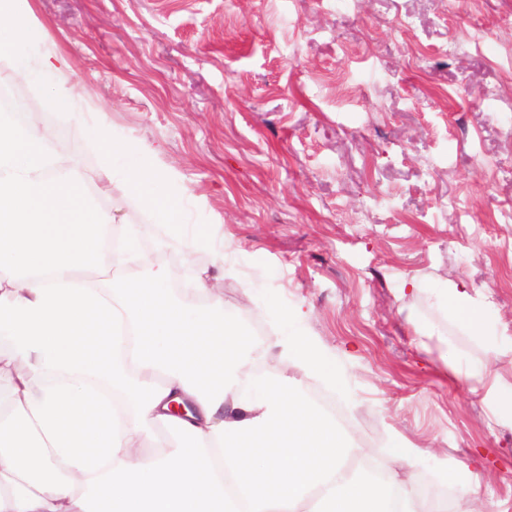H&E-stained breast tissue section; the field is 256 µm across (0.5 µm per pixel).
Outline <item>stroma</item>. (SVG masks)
Returning <instances> with one entry per match:
<instances>
[{
  "label": "stroma",
  "mask_w": 512,
  "mask_h": 512,
  "mask_svg": "<svg viewBox=\"0 0 512 512\" xmlns=\"http://www.w3.org/2000/svg\"><path fill=\"white\" fill-rule=\"evenodd\" d=\"M42 30L32 59L65 56L78 114L47 111L43 85L0 48V80L21 82L41 122L78 143L73 168L95 173L86 133L107 113L116 168L145 163L182 196L173 231L134 200L100 198L136 226L169 271L208 276L230 312L257 323L253 361L282 366L273 308H301L297 333L322 343L348 382L342 422L374 453L426 449L416 493L448 512L512 508V425L471 392L463 370L485 351L437 311L430 288L491 294L512 338V0H30ZM214 227L223 255L187 250ZM416 280L419 294L405 289ZM483 479L473 501L444 467Z\"/></svg>",
  "instance_id": "stroma-1"
}]
</instances>
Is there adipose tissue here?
I'll return each mask as SVG.
<instances>
[{
	"instance_id": "ef3b65f1",
	"label": "adipose tissue",
	"mask_w": 512,
	"mask_h": 512,
	"mask_svg": "<svg viewBox=\"0 0 512 512\" xmlns=\"http://www.w3.org/2000/svg\"><path fill=\"white\" fill-rule=\"evenodd\" d=\"M38 32L19 0H0V46ZM16 62L47 83L49 108H76L60 53ZM53 139L38 122L0 119V349L11 359L0 367V512H447L408 481L358 469L369 448L286 372L253 375V341L208 279L189 283L210 297L192 305L134 231L113 240L94 198L132 196L174 222L181 200L160 173L131 167L105 187L49 154ZM436 301L483 342L467 378L512 424L501 367L512 343L496 333L491 296L452 284ZM282 361L345 385L312 338L288 332ZM158 429L172 450L146 454Z\"/></svg>"
}]
</instances>
